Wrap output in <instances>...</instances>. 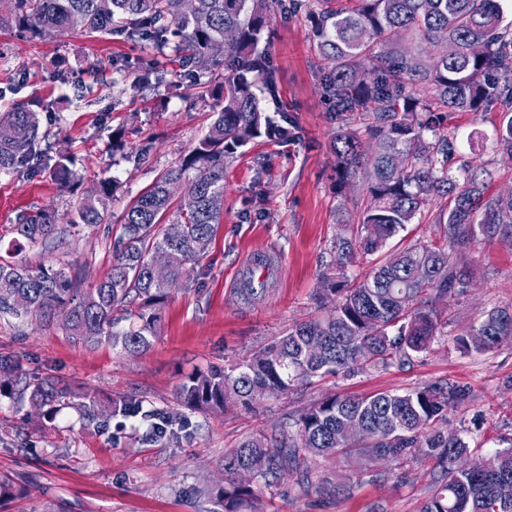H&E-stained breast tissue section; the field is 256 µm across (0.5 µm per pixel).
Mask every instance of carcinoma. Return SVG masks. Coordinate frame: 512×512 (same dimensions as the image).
Segmentation results:
<instances>
[{"label": "carcinoma", "mask_w": 512, "mask_h": 512, "mask_svg": "<svg viewBox=\"0 0 512 512\" xmlns=\"http://www.w3.org/2000/svg\"><path fill=\"white\" fill-rule=\"evenodd\" d=\"M0 0V28L28 39L80 30L147 41L158 54L173 45L193 76L218 77L200 85L198 97L215 101L214 119L180 165L160 173L120 217L108 275L88 288L80 274L0 261V318L58 316L67 335L90 347L107 343L130 354L152 345L172 287L205 252L224 216V162L260 137L292 135L267 115L254 88L275 94L277 75L258 44L271 22L272 5L283 13L311 9L312 35L333 62L325 88L336 103V180L354 169L369 170L370 203L361 221L336 239V276L318 295L333 303L327 318L296 324L288 335L222 369L196 371L179 387L188 410H222L229 402L252 408L288 393L296 381L354 377L368 370L404 365L424 352L440 326L448 325L439 301L456 299L476 286L469 260L481 237L512 247V193L487 192L470 165H455L454 138L441 132L443 111L478 112L493 103L512 105V24H503L501 0ZM411 36L414 46L379 45ZM364 121L378 140L367 155L350 130ZM40 113L19 103L0 116V173L41 169ZM496 145L512 156V110L500 115ZM72 159L53 164L58 183L74 182ZM190 183L177 206L172 186ZM117 190L104 180L88 191L69 224L96 227L105 221ZM433 194L448 198L443 244H414L360 279L347 275L357 257L377 253L411 222ZM16 233L47 246L58 233V215L46 208L19 218ZM512 341V306L495 307L459 346L490 351ZM471 397L470 388L438 380L405 392L365 396L328 395L282 422L264 439H248L224 458V472L253 476L208 489L220 512H258L260 486L304 474L310 457H332L365 448L378 459L401 464L429 458L439 467L431 495L419 512H512L499 488L512 483V449L495 466L472 463L458 470L469 447L436 424L448 409ZM44 425L66 407L90 422L116 415L147 423L142 439L159 442L176 434L180 414L137 400L101 404L70 387L20 370L0 358V400Z\"/></svg>", "instance_id": "obj_1"}]
</instances>
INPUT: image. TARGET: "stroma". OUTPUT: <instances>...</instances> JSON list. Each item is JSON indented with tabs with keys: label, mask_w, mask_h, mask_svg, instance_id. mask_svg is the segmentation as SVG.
<instances>
[{
	"label": "stroma",
	"mask_w": 512,
	"mask_h": 512,
	"mask_svg": "<svg viewBox=\"0 0 512 512\" xmlns=\"http://www.w3.org/2000/svg\"><path fill=\"white\" fill-rule=\"evenodd\" d=\"M260 46L278 77L277 97L260 94V105L272 115L287 106L294 137L260 138L227 163L224 222L173 290L150 349L130 354L107 344L91 348L59 325L31 318L21 325L0 321V356L104 403L142 400L168 411L177 408L178 389L192 372L240 360L287 335L297 322L325 315L317 296L335 264L333 245L346 225L358 223L369 201V179L360 168L344 185L336 183L330 149L336 122L323 84L331 64L312 37L308 9L273 11ZM153 56L142 41L81 31L30 41L0 28V88L17 86V98L37 104L49 133L48 154L73 155L77 183L76 190L63 189L46 169L0 174V256L80 272L89 284L109 273L110 230L123 209L158 173L179 165L212 120V106L197 98L177 49L166 52L174 91H132ZM13 98H0V114ZM503 109L495 103L481 112H454L444 125L460 156L472 167L491 170L493 193L512 192V158L494 148ZM117 131L125 147L116 152L111 135ZM112 178L120 188L104 226L89 230L64 223L51 248L14 251L20 214L51 207L66 215L86 192ZM445 205L444 198L432 196L379 258L410 244L437 243ZM262 251L280 266L266 283L267 294L247 301L240 282L250 258ZM470 256L476 288L451 301L444 335L404 367L297 383L251 410L232 403L221 412L190 411L177 437L156 443L141 441L137 420L100 427L65 408L40 429L9 402L0 403V480L21 490L7 512H214L204 490L224 480V458L239 442L270 433L325 394L403 392L436 380L472 390L467 402L449 410L442 430L461 434L471 459L493 460L512 448V341L468 352L455 339L482 311L512 305V248L478 241ZM307 468L312 487L304 491L294 478L285 479L263 497V512H416L439 475L428 458L406 464L356 455L312 458ZM323 478L351 482L349 494H323L316 486Z\"/></svg>",
	"instance_id": "35a3bbf8"
}]
</instances>
